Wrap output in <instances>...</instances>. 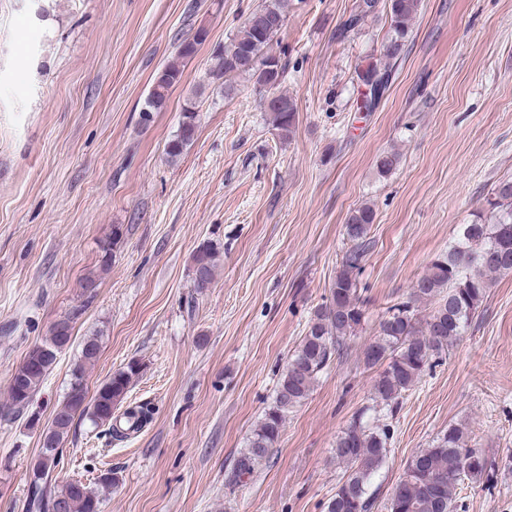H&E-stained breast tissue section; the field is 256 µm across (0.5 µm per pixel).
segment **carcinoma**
Returning <instances> with one entry per match:
<instances>
[{"mask_svg":"<svg viewBox=\"0 0 512 512\" xmlns=\"http://www.w3.org/2000/svg\"><path fill=\"white\" fill-rule=\"evenodd\" d=\"M422 0H357L354 12L345 23L349 33L362 26L368 17L388 9L389 35L384 57L369 62L358 73L359 81L370 87L364 109L371 111L383 96L394 64L411 31ZM274 24L258 28L246 20L243 28L231 39L239 48L234 59L226 51L215 56L210 78L220 93H228L224 78L247 74L255 84H274L276 104L265 108L284 139H289L298 120L295 101L279 91L286 71L281 57L270 51L275 36L284 28L288 16V0H264L254 11ZM199 42L182 41L176 55L155 77L145 108L153 112L166 100L169 89L180 81L181 64L193 57ZM201 85L184 108L177 133L166 146L172 161L181 157L195 140L199 114L195 98L204 95ZM488 215L467 224L456 245L434 259L428 271L412 287L409 297L391 306L379 322L377 336L363 351L364 364L381 371L373 381V405L361 411L336 440L334 454L343 464L345 474L329 499L327 512H372L377 498L371 491L372 480L385 465L392 439L387 425H372L382 412L392 413L404 394L412 389L423 373L441 357L448 347L465 332L469 320L483 302L492 279L512 272V178L498 182L487 200ZM375 211L367 204L354 210L345 224L349 247L344 252L330 295L314 312L305 336L290 356L275 389L273 403L265 410L254 429L247 447L241 450L229 472L226 485L234 487L272 453L288 413L309 395L318 376L341 356L346 341L361 325L364 311L357 276L362 272L371 250L369 231ZM218 252L209 245L201 246L193 256L194 287H208L214 279ZM436 300V306L424 314L419 303ZM75 315L69 314L55 322L48 338L34 346L11 376L4 407L20 411L29 406L45 377L52 369L61 349L72 341ZM99 353L97 339L84 341L81 361L70 374L64 401L53 413L51 427L53 445L41 447L38 465L30 481L27 510L29 512H100V490H108L119 482L115 472L101 476L98 488L76 480L53 485L49 477L58 464L60 449L75 417L84 415L95 426H109L117 438H127L142 430L152 415V408L142 403L115 411L126 397L129 387L143 371V364L130 360L103 381L93 398L87 397L86 365ZM488 462L478 448L465 446L461 430L450 428L430 448L417 452L406 464L404 472L388 501L386 512H456V490L467 481L475 482L487 474Z\"/></svg>","mask_w":512,"mask_h":512,"instance_id":"carcinoma-1","label":"carcinoma"}]
</instances>
